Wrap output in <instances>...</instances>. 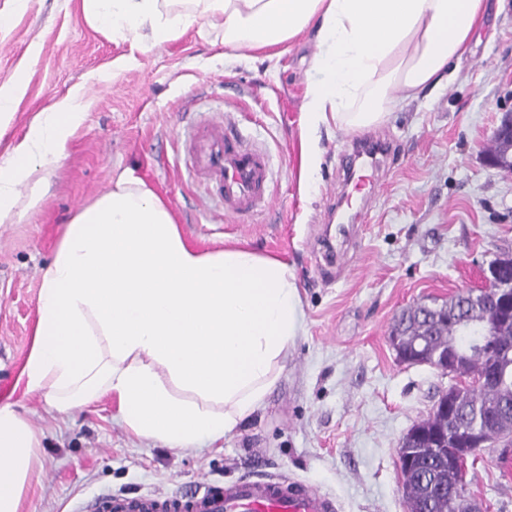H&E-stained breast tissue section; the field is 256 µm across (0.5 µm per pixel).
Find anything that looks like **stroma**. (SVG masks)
Masks as SVG:
<instances>
[{"label":"stroma","instance_id":"obj_1","mask_svg":"<svg viewBox=\"0 0 512 512\" xmlns=\"http://www.w3.org/2000/svg\"><path fill=\"white\" fill-rule=\"evenodd\" d=\"M0 17V83L19 77L26 86L0 152L35 112L77 88L88 102L42 208L0 224V403L20 404L43 434L42 468L20 512H82L101 493L167 497L247 477L312 484L339 512H407L399 442L429 417L449 378L400 361L389 334L403 309L447 300L512 249V174L483 157L501 114L512 112V0H492L486 29L448 83L368 129L391 140L395 156L356 219L342 270L320 240L352 196L343 155L358 134L321 126L318 173L303 178L312 33L268 51H228L221 28L196 25L138 47L90 27L81 0H0ZM213 114L267 153L272 208L227 221L190 173L185 133ZM123 171L170 202L190 242H237L287 260L295 275L301 334L264 409L220 442L169 449L129 433L109 400L63 415L19 382L41 270L64 223ZM466 470L486 512H512V452L484 448Z\"/></svg>","mask_w":512,"mask_h":512}]
</instances>
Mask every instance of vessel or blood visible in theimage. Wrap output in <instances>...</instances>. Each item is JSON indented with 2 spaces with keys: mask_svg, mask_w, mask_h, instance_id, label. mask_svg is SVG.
Returning <instances> with one entry per match:
<instances>
[{
  "mask_svg": "<svg viewBox=\"0 0 512 512\" xmlns=\"http://www.w3.org/2000/svg\"><path fill=\"white\" fill-rule=\"evenodd\" d=\"M189 164L224 202L234 218L271 205L267 193L269 160L241 138H228L215 118L199 127L190 143ZM94 512H336L335 499L299 480L272 478L215 484L203 493L160 499L148 495H106Z\"/></svg>",
  "mask_w": 512,
  "mask_h": 512,
  "instance_id": "1",
  "label": "vessel or blood"
}]
</instances>
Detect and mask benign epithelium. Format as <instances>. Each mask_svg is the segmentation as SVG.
<instances>
[{
  "label": "benign epithelium",
  "mask_w": 512,
  "mask_h": 512,
  "mask_svg": "<svg viewBox=\"0 0 512 512\" xmlns=\"http://www.w3.org/2000/svg\"><path fill=\"white\" fill-rule=\"evenodd\" d=\"M493 139L500 146L498 155H486L487 162L504 171L512 172V113L503 114L499 124L493 131ZM512 269V251L503 250L498 253L495 261L491 262L487 269L482 271V285L470 289L471 300L482 307V318L479 329L481 335L487 337L478 345L489 359V369L486 375L473 381L472 387L477 388L484 382L504 384L507 371L512 367V347L499 345L489 337L500 335V326L512 323V277L506 274V269ZM423 315L435 321H453L457 331L466 332V321L459 320L448 314V310H441L434 306H423ZM463 353L453 350V355L443 354L439 357L425 352L423 345L414 347L413 360L430 364L448 374L450 384L448 389L439 396L433 412L443 413L448 416V435L446 439L453 441L463 437L467 440L466 448H441L439 458L441 463L448 464V469L458 473V482L451 487L442 485L437 487V492L446 493L449 497L457 499L465 505L462 512H483L481 504L473 498L467 487L465 476V464L467 458L477 450L486 446L487 441L483 436L480 425L466 428L461 424L463 412L455 405V395L459 389L457 378V366Z\"/></svg>",
  "instance_id": "benign-epithelium-1"
}]
</instances>
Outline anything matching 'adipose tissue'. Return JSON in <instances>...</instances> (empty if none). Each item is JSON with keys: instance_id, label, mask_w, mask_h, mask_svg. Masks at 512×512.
Here are the masks:
<instances>
[{"instance_id": "adipose-tissue-1", "label": "adipose tissue", "mask_w": 512, "mask_h": 512, "mask_svg": "<svg viewBox=\"0 0 512 512\" xmlns=\"http://www.w3.org/2000/svg\"><path fill=\"white\" fill-rule=\"evenodd\" d=\"M110 36L161 44L198 23L224 45L269 48L313 32L318 73L305 96L302 171L320 155L314 133L387 120L392 108L451 79L483 25L486 0H82ZM86 112L74 91L37 112L0 155V224L43 202ZM295 276L283 259L245 247L189 243L170 204L141 178L112 186L70 217L42 269L24 394L70 413L102 398L135 436L172 449L214 443L265 406L300 333ZM42 435L0 405V512H19L41 468Z\"/></svg>"}]
</instances>
